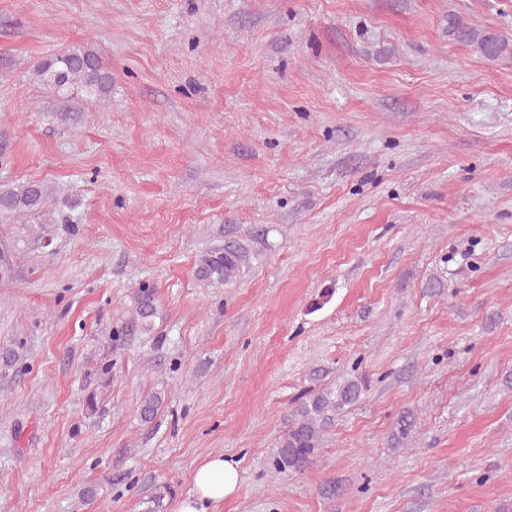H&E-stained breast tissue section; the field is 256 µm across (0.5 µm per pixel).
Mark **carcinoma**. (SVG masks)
I'll list each match as a JSON object with an SVG mask.
<instances>
[{"instance_id": "carcinoma-1", "label": "carcinoma", "mask_w": 512, "mask_h": 512, "mask_svg": "<svg viewBox=\"0 0 512 512\" xmlns=\"http://www.w3.org/2000/svg\"><path fill=\"white\" fill-rule=\"evenodd\" d=\"M454 37L466 44L476 45L480 54L495 60L508 49V44L498 34L478 31L471 24L456 19L451 23ZM43 84L58 94L72 89L102 98L112 88V75L102 68L98 55L90 48H77L55 54L40 61L35 68ZM50 204L45 187L38 183L21 184L0 191V215H25L40 213ZM246 262V251L237 242H227L201 257L194 270L195 278L205 284L228 285L235 282ZM135 320L141 329L152 327L157 316L155 288L139 284L132 294ZM366 376L356 374L336 387H327L301 401L295 409V418L281 435L273 461L279 473L303 471L312 465L319 447L326 415L357 401L367 391ZM163 398L153 393L142 400L140 418L150 423L162 407ZM414 420L409 414L401 416L392 432V440L400 445L412 432Z\"/></svg>"}]
</instances>
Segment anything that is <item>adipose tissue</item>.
I'll return each mask as SVG.
<instances>
[{"instance_id": "1", "label": "adipose tissue", "mask_w": 512, "mask_h": 512, "mask_svg": "<svg viewBox=\"0 0 512 512\" xmlns=\"http://www.w3.org/2000/svg\"><path fill=\"white\" fill-rule=\"evenodd\" d=\"M240 485L237 463L215 455L201 464L193 474V487L177 499L174 512H209L212 505L234 496Z\"/></svg>"}]
</instances>
